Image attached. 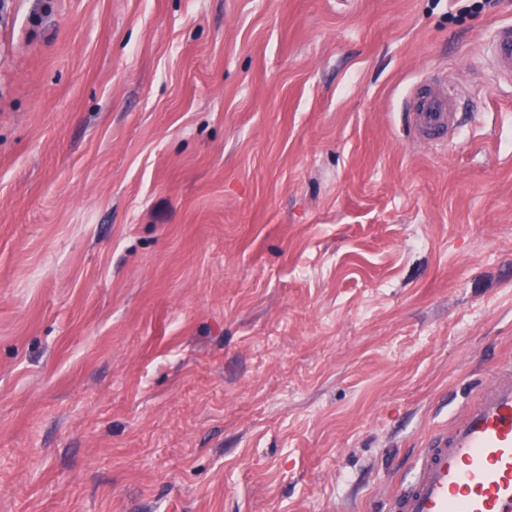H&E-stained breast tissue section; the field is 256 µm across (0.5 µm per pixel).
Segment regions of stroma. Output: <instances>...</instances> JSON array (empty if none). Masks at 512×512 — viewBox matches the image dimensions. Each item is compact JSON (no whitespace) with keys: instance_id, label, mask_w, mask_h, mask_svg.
Returning a JSON list of instances; mask_svg holds the SVG:
<instances>
[{"instance_id":"35a3bbf8","label":"stroma","mask_w":512,"mask_h":512,"mask_svg":"<svg viewBox=\"0 0 512 512\" xmlns=\"http://www.w3.org/2000/svg\"><path fill=\"white\" fill-rule=\"evenodd\" d=\"M464 4L0 5V512H387L512 364V0ZM492 61L498 73L512 76V24H504L496 31ZM401 117L403 132L420 143L441 147L460 128L457 93L446 78L438 76L413 88Z\"/></svg>"}]
</instances>
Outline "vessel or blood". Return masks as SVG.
Wrapping results in <instances>:
<instances>
[{"instance_id": "1", "label": "vessel or blood", "mask_w": 512, "mask_h": 512, "mask_svg": "<svg viewBox=\"0 0 512 512\" xmlns=\"http://www.w3.org/2000/svg\"><path fill=\"white\" fill-rule=\"evenodd\" d=\"M492 61L512 76V24L498 28ZM401 117L414 140L443 146L460 126L458 97L446 78H434L413 88ZM415 469L392 492L390 512H512V367L426 438Z\"/></svg>"}]
</instances>
